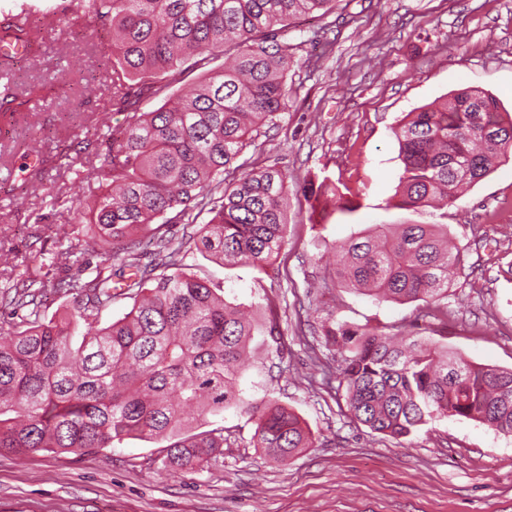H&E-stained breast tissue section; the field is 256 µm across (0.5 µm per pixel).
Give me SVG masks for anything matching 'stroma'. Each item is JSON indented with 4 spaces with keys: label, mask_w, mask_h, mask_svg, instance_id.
I'll list each match as a JSON object with an SVG mask.
<instances>
[{
    "label": "stroma",
    "mask_w": 512,
    "mask_h": 512,
    "mask_svg": "<svg viewBox=\"0 0 512 512\" xmlns=\"http://www.w3.org/2000/svg\"><path fill=\"white\" fill-rule=\"evenodd\" d=\"M59 0H0V26L29 12L30 50L0 65V91L23 105L0 120V293L33 278L42 313H78L56 291L57 257L76 211L100 195L93 170L127 125L112 109L105 75L108 28L77 34ZM293 65L275 125L237 159L288 174V242L272 268H227L189 251L184 263L253 307L259 323L240 387L254 403L274 397L312 434L286 463L253 447L255 424L230 408L213 419L224 451L172 471L161 444L127 439L89 452L0 454V512H512V436L462 417H437L395 440L357 422L346 390L324 367L340 360L324 333L345 321L410 332L470 362L512 368V157L444 209H404L395 196L402 164L394 130L447 94L477 87L512 113V0H338L303 16L284 37ZM336 186L342 205L321 210L308 184ZM380 224H444L463 255L448 290L447 318L422 302L379 301L336 282V245Z\"/></svg>",
    "instance_id": "35a3bbf8"
}]
</instances>
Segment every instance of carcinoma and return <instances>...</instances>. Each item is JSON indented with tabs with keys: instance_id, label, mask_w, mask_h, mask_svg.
I'll use <instances>...</instances> for the list:
<instances>
[{
	"instance_id": "obj_1",
	"label": "carcinoma",
	"mask_w": 512,
	"mask_h": 512,
	"mask_svg": "<svg viewBox=\"0 0 512 512\" xmlns=\"http://www.w3.org/2000/svg\"><path fill=\"white\" fill-rule=\"evenodd\" d=\"M337 0H94L89 18L112 30V108L127 126L96 168L102 189L78 212L60 263L87 246L96 276L64 287L82 298L79 317H40L34 280L11 303L30 308L0 332V452L22 454L110 448L127 438L166 443L177 471L221 453L224 429L194 424L229 408L253 412V447L285 462L309 447L299 416L274 399L252 406L239 387L240 363L255 330L223 289L185 271L184 248L223 265L273 264L286 243L288 173L234 165L260 126L274 122L288 95L290 21L336 8ZM29 48L32 29H5ZM224 57V64L212 63ZM189 70L199 81L152 112L156 96ZM479 106L480 120L472 107ZM403 173L398 205L446 206L512 152V117L477 88L408 113L395 130ZM222 187L212 197L209 187ZM206 211L212 217L175 244L153 229L154 259L140 262L142 231ZM460 250L446 224L388 225L336 246V275L378 299L422 301L443 310ZM133 300L129 312L98 327L112 305V283ZM88 324L73 342L78 320ZM326 343L341 358L351 415L401 439L438 416H458L512 434V369L475 365L426 338L388 336L338 323Z\"/></svg>"
}]
</instances>
